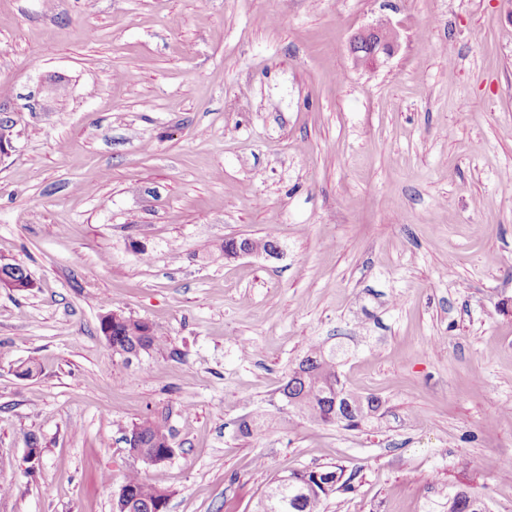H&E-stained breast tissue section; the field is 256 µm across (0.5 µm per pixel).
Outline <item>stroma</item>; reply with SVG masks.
<instances>
[{
    "instance_id": "stroma-1",
    "label": "stroma",
    "mask_w": 512,
    "mask_h": 512,
    "mask_svg": "<svg viewBox=\"0 0 512 512\" xmlns=\"http://www.w3.org/2000/svg\"><path fill=\"white\" fill-rule=\"evenodd\" d=\"M0 101V263L36 282L0 290V512H112L133 469L167 512H252L322 466L351 484L321 512H512V0H0ZM116 309L160 347L113 354ZM313 344L380 399L361 427L285 408ZM150 416L157 465L123 441ZM399 30L391 21L386 20L382 27H368L356 32L351 39V46L361 48L364 41H368L370 46L365 53L358 49L352 53L354 62L357 66L366 69L375 68L380 62V56L390 57L399 46ZM127 435L135 438L137 449L145 458L147 465H155L169 459L173 453V434L166 420L158 417H147L132 423ZM457 491H462V494H455ZM479 499L482 500L481 496L477 493L464 489V488H455L448 491V512H477L475 510L469 509V499ZM476 500L472 504V508L480 509L478 511H486L488 509L486 503L480 502Z\"/></svg>"
}]
</instances>
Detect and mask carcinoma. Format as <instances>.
I'll return each mask as SVG.
<instances>
[{
  "label": "carcinoma",
  "instance_id": "1",
  "mask_svg": "<svg viewBox=\"0 0 512 512\" xmlns=\"http://www.w3.org/2000/svg\"><path fill=\"white\" fill-rule=\"evenodd\" d=\"M144 322L124 314L112 332V352L121 356L135 346L151 350L159 346L156 330L144 336ZM285 405L301 416L322 424H337L355 429L376 411L380 403L376 398L364 399L363 413L343 407L345 401L357 396L346 391L336 369V353L325 352L317 346L309 348L297 367L291 370L282 386ZM127 435L135 438L144 463L155 465L169 459L173 453V434L166 420L147 417L131 424ZM347 485L343 469L336 466L294 470L288 473V481L271 484L260 497L254 512H319L320 506L331 494ZM121 488L128 490L126 502L131 512H159L167 509L169 494L145 480L135 470L128 472ZM479 495L470 490L458 494L448 491V512H473L469 500Z\"/></svg>",
  "mask_w": 512,
  "mask_h": 512
}]
</instances>
